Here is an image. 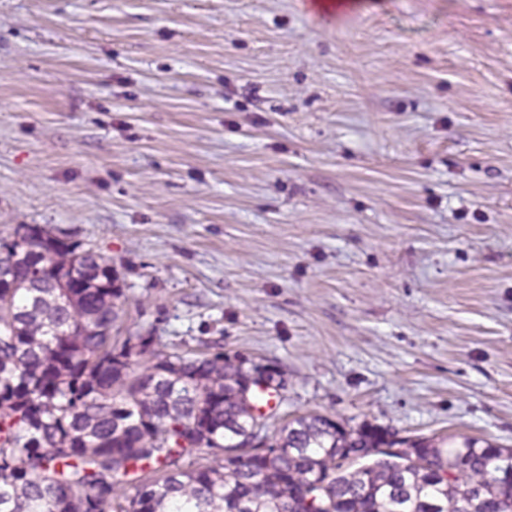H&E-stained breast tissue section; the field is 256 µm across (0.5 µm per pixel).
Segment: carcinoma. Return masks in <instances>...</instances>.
Listing matches in <instances>:
<instances>
[{"label": "carcinoma", "instance_id": "carcinoma-1", "mask_svg": "<svg viewBox=\"0 0 512 512\" xmlns=\"http://www.w3.org/2000/svg\"><path fill=\"white\" fill-rule=\"evenodd\" d=\"M112 259L39 224L0 238V512H512V448L395 439L320 414L279 453L224 461L271 414L234 383L244 360L123 336ZM417 449L414 465L374 458Z\"/></svg>", "mask_w": 512, "mask_h": 512}]
</instances>
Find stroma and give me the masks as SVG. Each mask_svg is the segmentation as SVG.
<instances>
[{"label":"stroma","mask_w":512,"mask_h":512,"mask_svg":"<svg viewBox=\"0 0 512 512\" xmlns=\"http://www.w3.org/2000/svg\"><path fill=\"white\" fill-rule=\"evenodd\" d=\"M278 415L512 448V0H0V237Z\"/></svg>","instance_id":"35a3bbf8"}]
</instances>
